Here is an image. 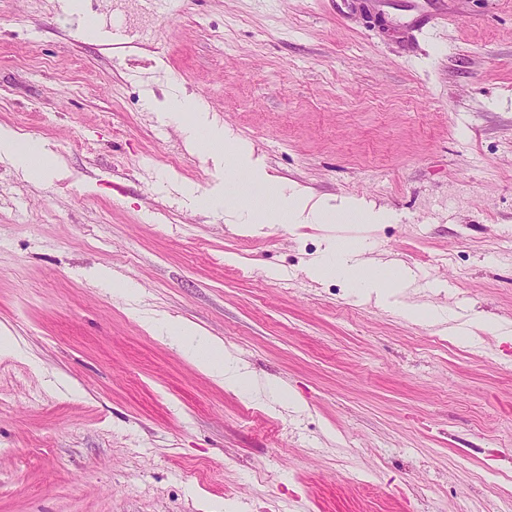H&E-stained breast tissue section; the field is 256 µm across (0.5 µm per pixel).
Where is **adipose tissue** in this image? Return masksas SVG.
Listing matches in <instances>:
<instances>
[{"label": "adipose tissue", "mask_w": 512, "mask_h": 512, "mask_svg": "<svg viewBox=\"0 0 512 512\" xmlns=\"http://www.w3.org/2000/svg\"><path fill=\"white\" fill-rule=\"evenodd\" d=\"M167 110L177 118L192 113L194 120L186 127L190 139L225 168L224 194L199 198V207L223 210L225 222L238 232L250 234L268 224H381L388 219L385 211L366 208L354 198L338 204L325 199L316 201L304 188L284 185L255 158L249 142L225 134L201 100L174 96L168 100ZM0 157L10 160L29 179L41 178L59 167L55 154L22 142L16 131L2 126ZM328 249L326 258L307 266L306 273L312 280L340 278L350 287L379 299L405 285L404 269L398 265L376 266L366 256L365 243L335 240ZM144 325L155 334L189 340L188 360L226 390H259L278 403L300 406V398L289 387L274 378L257 382L222 339L206 335L192 322L155 316L145 319Z\"/></svg>", "instance_id": "adipose-tissue-1"}]
</instances>
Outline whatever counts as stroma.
<instances>
[{
  "label": "stroma",
  "mask_w": 512,
  "mask_h": 512,
  "mask_svg": "<svg viewBox=\"0 0 512 512\" xmlns=\"http://www.w3.org/2000/svg\"><path fill=\"white\" fill-rule=\"evenodd\" d=\"M0 0V512H505L512 502V0ZM204 100L268 172L386 224L232 232L162 103ZM402 263L378 304L310 280L329 240ZM106 268L136 296L90 277ZM414 303L445 323H415ZM223 339L300 412L199 372L145 318ZM0 155L10 160L29 179H39L59 167L55 154L23 143L17 132L9 127H0Z\"/></svg>",
  "instance_id": "obj_1"
}]
</instances>
